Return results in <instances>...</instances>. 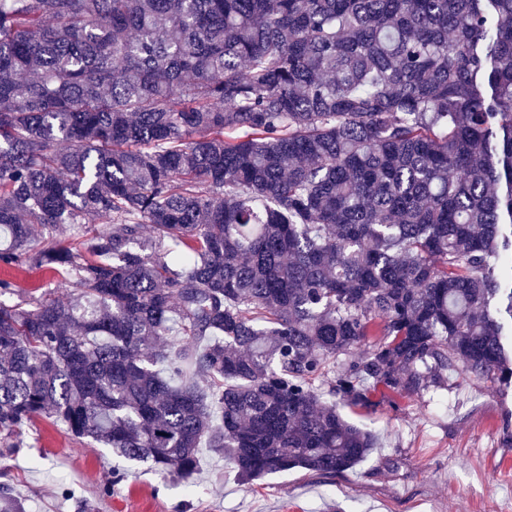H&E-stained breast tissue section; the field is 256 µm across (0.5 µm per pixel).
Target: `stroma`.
Instances as JSON below:
<instances>
[{
	"mask_svg": "<svg viewBox=\"0 0 512 512\" xmlns=\"http://www.w3.org/2000/svg\"><path fill=\"white\" fill-rule=\"evenodd\" d=\"M340 412L378 444L333 477L295 468L247 488L204 448L187 487L39 417L24 448L0 453V484L27 512H512V386L471 380L440 402L400 397Z\"/></svg>",
	"mask_w": 512,
	"mask_h": 512,
	"instance_id": "obj_1",
	"label": "stroma"
}]
</instances>
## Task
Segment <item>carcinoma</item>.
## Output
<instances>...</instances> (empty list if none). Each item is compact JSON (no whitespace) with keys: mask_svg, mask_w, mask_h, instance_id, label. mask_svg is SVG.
Returning a JSON list of instances; mask_svg holds the SVG:
<instances>
[{"mask_svg":"<svg viewBox=\"0 0 512 512\" xmlns=\"http://www.w3.org/2000/svg\"><path fill=\"white\" fill-rule=\"evenodd\" d=\"M1 233L69 293L0 300L7 447L343 474L339 405L512 385V0H0Z\"/></svg>","mask_w":512,"mask_h":512,"instance_id":"cac0c4a2","label":"carcinoma"}]
</instances>
